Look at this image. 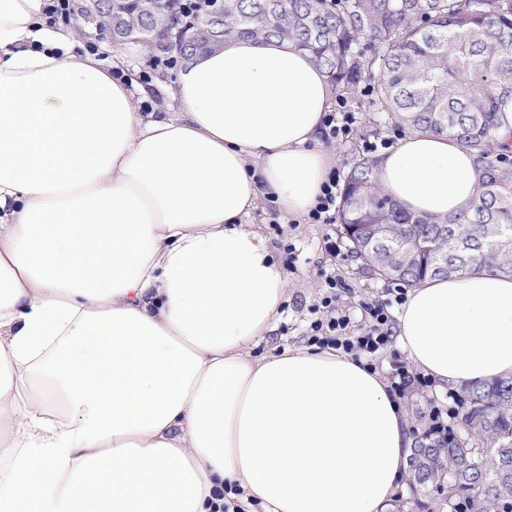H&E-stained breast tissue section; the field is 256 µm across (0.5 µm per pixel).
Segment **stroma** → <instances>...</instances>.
Segmentation results:
<instances>
[{
  "instance_id": "35a3bbf8",
  "label": "stroma",
  "mask_w": 512,
  "mask_h": 512,
  "mask_svg": "<svg viewBox=\"0 0 512 512\" xmlns=\"http://www.w3.org/2000/svg\"><path fill=\"white\" fill-rule=\"evenodd\" d=\"M122 49L128 54L136 89L146 91V101L152 104L154 111H177L178 103L167 91L175 78V70L156 66V53L141 51L139 41H126ZM348 103L356 114L352 132L347 138L325 145L333 155L336 172L342 177L357 157L368 155L369 143L398 131L397 126L388 122L385 113L372 105L365 90H357ZM248 221L262 230L270 249L285 260L288 279V298L278 329L253 347V355H269L286 345L305 344V330L315 318L313 308L319 301L324 277L333 271L341 275L348 286L342 295L344 302L353 306L364 300L386 302L391 312H398V305L391 302L395 281L376 278L365 269L361 260L352 254L340 224H294L285 215L276 219L266 203L253 212ZM332 241L337 244L333 251L328 248Z\"/></svg>"
}]
</instances>
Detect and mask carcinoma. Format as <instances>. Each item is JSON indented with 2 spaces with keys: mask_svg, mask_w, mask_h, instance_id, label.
<instances>
[{
  "mask_svg": "<svg viewBox=\"0 0 512 512\" xmlns=\"http://www.w3.org/2000/svg\"><path fill=\"white\" fill-rule=\"evenodd\" d=\"M143 0H113L108 30L149 38ZM224 39L288 41L348 97L379 69L371 96L387 119L446 133L482 168L475 202L440 220L405 212L380 184L378 160L360 157L344 180L340 224L356 255L379 276L418 284L428 277L491 270L512 275V161L498 139V112L512 97V0H204L178 32L183 58L211 48V12ZM409 252L410 271L390 272L363 249L371 225ZM463 433L442 447L421 437L409 458L413 484L432 485L448 512H512V378L476 386Z\"/></svg>",
  "mask_w": 512,
  "mask_h": 512,
  "instance_id": "1",
  "label": "carcinoma"
}]
</instances>
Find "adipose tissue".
I'll use <instances>...</instances> for the list:
<instances>
[{"mask_svg":"<svg viewBox=\"0 0 512 512\" xmlns=\"http://www.w3.org/2000/svg\"><path fill=\"white\" fill-rule=\"evenodd\" d=\"M44 0H0V512H214L238 485L263 512H388L414 441L383 376L274 332L288 280L245 216L299 218L332 166L330 83L285 41L231 38L140 112L127 62L103 67ZM382 187L431 218L472 202L480 168L410 132ZM400 344L419 371L512 377V276L426 279Z\"/></svg>","mask_w":512,"mask_h":512,"instance_id":"ef3b65f1","label":"adipose tissue"}]
</instances>
